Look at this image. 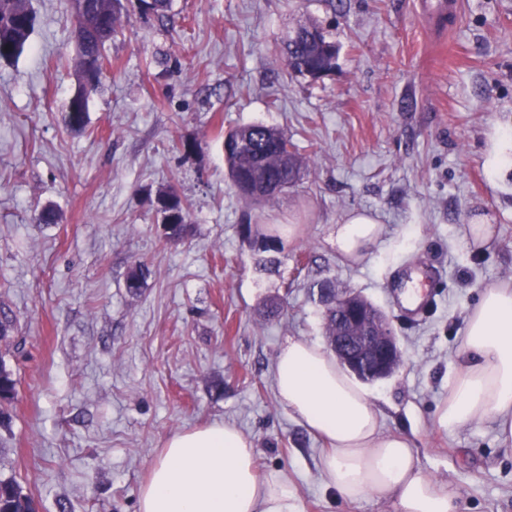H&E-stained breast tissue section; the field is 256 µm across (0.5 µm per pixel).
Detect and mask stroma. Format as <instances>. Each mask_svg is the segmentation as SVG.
Listing matches in <instances>:
<instances>
[{"label":"stroma","mask_w":512,"mask_h":512,"mask_svg":"<svg viewBox=\"0 0 512 512\" xmlns=\"http://www.w3.org/2000/svg\"><path fill=\"white\" fill-rule=\"evenodd\" d=\"M460 2L446 32L427 0H172L161 20L129 5L74 133L61 119L78 88L70 9L32 0L28 48L0 63V306L18 319L0 342L18 381L0 481L36 512H137L165 440L219 422L250 439L301 512H393L325 488L322 441L274 391L287 337L326 341L328 280L392 322L403 363L367 386L384 429L412 439L461 512H512V451L494 423L432 424L468 309L512 284V166L496 161L512 141V0ZM311 24L338 48L319 80L281 54ZM254 122L286 129L306 167L262 207L230 188L222 150L225 131ZM170 184L192 204L179 242L155 205ZM48 205L60 223H37ZM357 211L383 231L353 262L330 238ZM474 218L489 243L473 242ZM247 223L299 225L276 271L257 270ZM137 260L150 275L133 293Z\"/></svg>","instance_id":"1"}]
</instances>
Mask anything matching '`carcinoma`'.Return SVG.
<instances>
[{"instance_id": "cac0c4a2", "label": "carcinoma", "mask_w": 512, "mask_h": 512, "mask_svg": "<svg viewBox=\"0 0 512 512\" xmlns=\"http://www.w3.org/2000/svg\"><path fill=\"white\" fill-rule=\"evenodd\" d=\"M87 8L73 16L77 42V72L79 85L69 99L63 115L65 126L73 132L85 129L88 112V92L98 87L104 71L97 61L104 59V46L116 32L124 10L123 0H86ZM139 9L159 19L167 16L170 0H137ZM35 24L29 0H0V61L17 57L27 46ZM315 31L317 39L300 38L285 48V65L292 72L303 75L315 71H332L338 48L322 28L311 25L303 32ZM240 140L244 150L224 152L227 176L238 194L251 204L272 202L280 193L294 187L300 180L303 162L294 149L288 132L262 123L239 125L224 136L227 143ZM164 203L162 221L172 224L175 240L184 239L190 231V208L174 187L170 186L157 195ZM241 233L253 239L259 254L257 267L261 271L275 263L271 252L281 250L283 241L273 230L256 238L252 225H241ZM148 268L135 264L127 278V288L137 292L143 287ZM16 329L12 313L0 308V341L8 339ZM17 380L0 363V424L7 418L6 406L14 399ZM0 512H35L33 501L24 495L13 482L0 481Z\"/></svg>"}]
</instances>
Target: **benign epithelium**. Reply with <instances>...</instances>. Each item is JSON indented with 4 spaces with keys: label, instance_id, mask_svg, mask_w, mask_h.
I'll return each instance as SVG.
<instances>
[{
    "label": "benign epithelium",
    "instance_id": "7a95c632",
    "mask_svg": "<svg viewBox=\"0 0 512 512\" xmlns=\"http://www.w3.org/2000/svg\"><path fill=\"white\" fill-rule=\"evenodd\" d=\"M325 308L336 312L340 324L339 335L328 341L338 363L365 382L389 378L400 350L387 316L351 291L328 295Z\"/></svg>",
    "mask_w": 512,
    "mask_h": 512
}]
</instances>
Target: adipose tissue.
I'll list each match as a JSON object with an SVG mask.
<instances>
[{
    "label": "adipose tissue",
    "mask_w": 512,
    "mask_h": 512,
    "mask_svg": "<svg viewBox=\"0 0 512 512\" xmlns=\"http://www.w3.org/2000/svg\"><path fill=\"white\" fill-rule=\"evenodd\" d=\"M382 227L354 212L336 226V250L363 259ZM464 357L437 407L435 427L451 433L493 421L497 439L512 447V285L485 288L469 309ZM279 402L327 444L324 485L349 503L388 500L394 512H461L457 492L423 475L411 440L384 431L368 393L319 344L288 337L274 367ZM138 512H300L278 472L259 473L251 442L234 426L211 424L169 436L142 483Z\"/></svg>",
    "instance_id": "1"
}]
</instances>
